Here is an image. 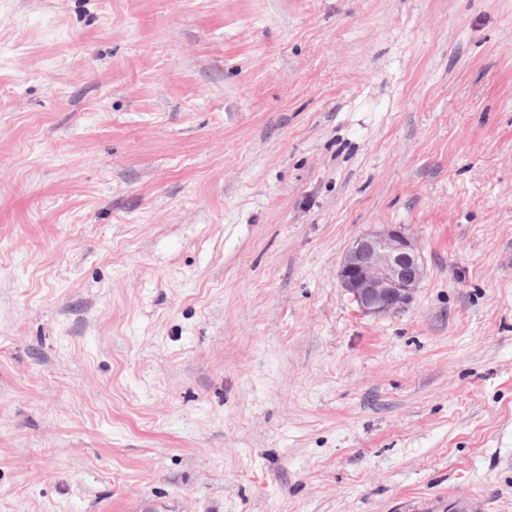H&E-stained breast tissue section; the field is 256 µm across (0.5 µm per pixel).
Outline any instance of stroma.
I'll list each match as a JSON object with an SVG mask.
<instances>
[{
  "instance_id": "obj_1",
  "label": "stroma",
  "mask_w": 512,
  "mask_h": 512,
  "mask_svg": "<svg viewBox=\"0 0 512 512\" xmlns=\"http://www.w3.org/2000/svg\"><path fill=\"white\" fill-rule=\"evenodd\" d=\"M451 489L512 512V0H0V512ZM425 259L401 224H377L343 253L337 277L365 315L381 317L406 308L420 288Z\"/></svg>"
}]
</instances>
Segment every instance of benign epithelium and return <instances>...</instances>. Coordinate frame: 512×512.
<instances>
[{
    "mask_svg": "<svg viewBox=\"0 0 512 512\" xmlns=\"http://www.w3.org/2000/svg\"><path fill=\"white\" fill-rule=\"evenodd\" d=\"M425 259L401 224H379L357 236L343 253L337 277L365 315L406 308L420 288Z\"/></svg>",
    "mask_w": 512,
    "mask_h": 512,
    "instance_id": "benign-epithelium-1",
    "label": "benign epithelium"
}]
</instances>
